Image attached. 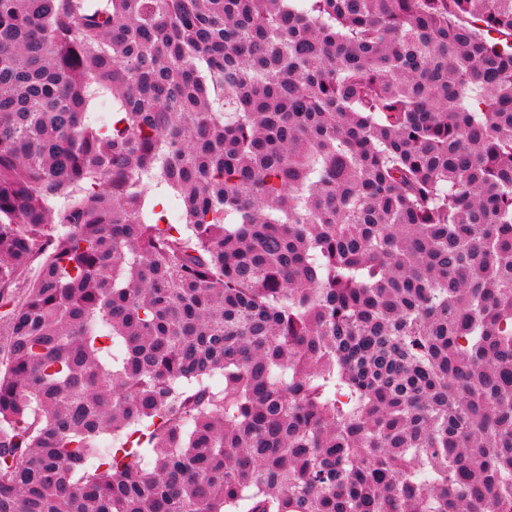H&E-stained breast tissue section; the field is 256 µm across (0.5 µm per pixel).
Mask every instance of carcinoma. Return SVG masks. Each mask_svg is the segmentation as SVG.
Wrapping results in <instances>:
<instances>
[{
	"label": "carcinoma",
	"mask_w": 512,
	"mask_h": 512,
	"mask_svg": "<svg viewBox=\"0 0 512 512\" xmlns=\"http://www.w3.org/2000/svg\"><path fill=\"white\" fill-rule=\"evenodd\" d=\"M409 501L512 512V0H0V512Z\"/></svg>",
	"instance_id": "cac0c4a2"
}]
</instances>
